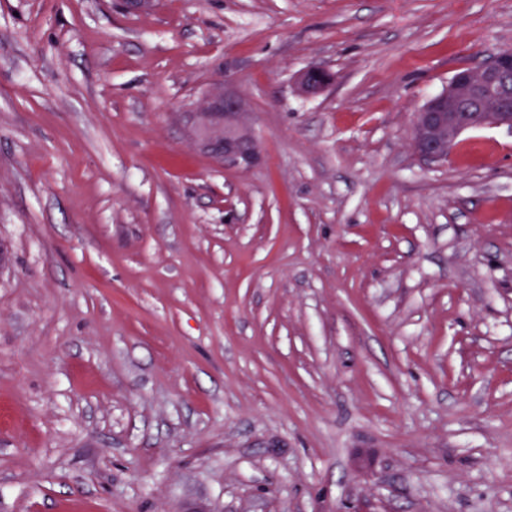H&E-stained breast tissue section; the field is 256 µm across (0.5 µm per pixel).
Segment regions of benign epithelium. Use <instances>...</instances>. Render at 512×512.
<instances>
[{
  "mask_svg": "<svg viewBox=\"0 0 512 512\" xmlns=\"http://www.w3.org/2000/svg\"><path fill=\"white\" fill-rule=\"evenodd\" d=\"M333 75L319 65L304 69L297 91L306 97L324 92ZM190 142L226 168H249L262 158L245 101L219 83L182 115ZM487 127L512 130V50L503 49L475 67L462 69L448 88L416 112L415 154L427 164H442L462 133Z\"/></svg>",
  "mask_w": 512,
  "mask_h": 512,
  "instance_id": "benign-epithelium-1",
  "label": "benign epithelium"
}]
</instances>
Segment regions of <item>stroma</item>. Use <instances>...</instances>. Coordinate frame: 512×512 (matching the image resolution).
Returning a JSON list of instances; mask_svg holds the SVG:
<instances>
[{
	"label": "stroma",
	"mask_w": 512,
	"mask_h": 512,
	"mask_svg": "<svg viewBox=\"0 0 512 512\" xmlns=\"http://www.w3.org/2000/svg\"><path fill=\"white\" fill-rule=\"evenodd\" d=\"M507 48L512 0H0V512H512V131L411 148ZM217 81L257 166L182 131ZM333 75L324 67L311 65L304 69L297 78V91L306 97H313L324 92L333 82Z\"/></svg>",
	"instance_id": "1"
}]
</instances>
